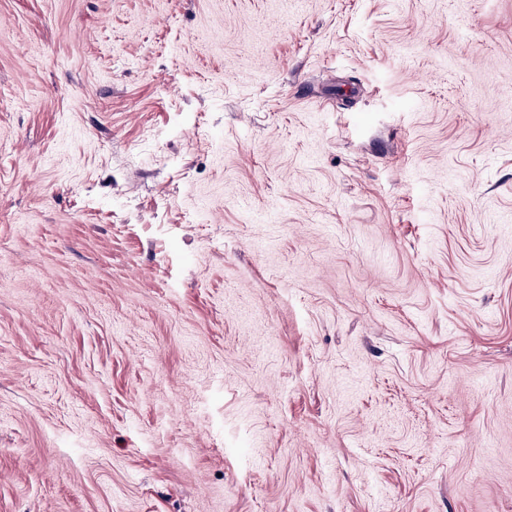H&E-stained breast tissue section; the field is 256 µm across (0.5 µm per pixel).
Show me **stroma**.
<instances>
[{"label": "stroma", "mask_w": 512, "mask_h": 512, "mask_svg": "<svg viewBox=\"0 0 512 512\" xmlns=\"http://www.w3.org/2000/svg\"><path fill=\"white\" fill-rule=\"evenodd\" d=\"M0 512H512V0H0Z\"/></svg>", "instance_id": "stroma-1"}]
</instances>
